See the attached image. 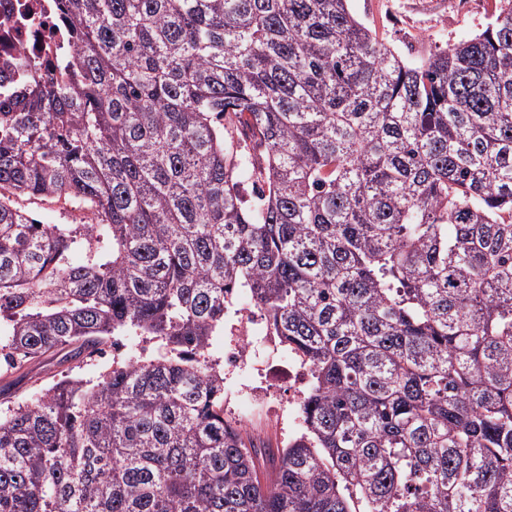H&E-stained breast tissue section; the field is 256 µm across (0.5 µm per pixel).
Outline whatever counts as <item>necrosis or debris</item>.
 Wrapping results in <instances>:
<instances>
[{"instance_id": "necrosis-or-debris-1", "label": "necrosis or debris", "mask_w": 512, "mask_h": 512, "mask_svg": "<svg viewBox=\"0 0 512 512\" xmlns=\"http://www.w3.org/2000/svg\"><path fill=\"white\" fill-rule=\"evenodd\" d=\"M71 48L58 0H0V61H52ZM217 365L224 372V410L233 423L248 428L247 407L270 403L273 391L285 381L294 399L285 406L272 405V420L292 437L302 435L297 400L310 371L284 347L264 315L248 308L225 314L224 357Z\"/></svg>"}]
</instances>
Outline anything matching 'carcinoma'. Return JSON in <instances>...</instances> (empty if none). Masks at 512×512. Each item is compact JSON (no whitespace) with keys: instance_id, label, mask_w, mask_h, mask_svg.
I'll list each match as a JSON object with an SVG mask.
<instances>
[{"instance_id":"carcinoma-1","label":"carcinoma","mask_w":512,"mask_h":512,"mask_svg":"<svg viewBox=\"0 0 512 512\" xmlns=\"http://www.w3.org/2000/svg\"><path fill=\"white\" fill-rule=\"evenodd\" d=\"M60 12L0 89V355L158 352L0 407V512H512V0L418 63L348 0ZM243 294L311 367L286 449L205 357ZM22 208L34 213L43 224H80L78 212L83 208L63 199L13 197Z\"/></svg>"}]
</instances>
